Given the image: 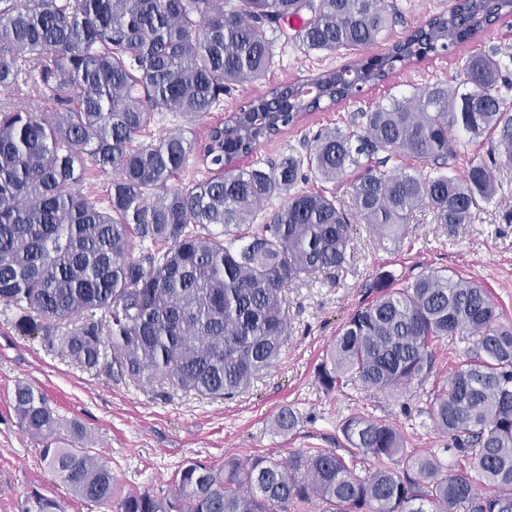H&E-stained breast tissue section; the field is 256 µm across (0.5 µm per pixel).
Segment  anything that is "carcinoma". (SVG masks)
Segmentation results:
<instances>
[{
  "label": "carcinoma",
  "instance_id": "obj_1",
  "mask_svg": "<svg viewBox=\"0 0 512 512\" xmlns=\"http://www.w3.org/2000/svg\"><path fill=\"white\" fill-rule=\"evenodd\" d=\"M505 12L512 0H456L392 44L375 68L358 59L276 86L201 141L170 133L137 144L156 114L198 121L260 78L290 18L309 15L295 33L303 50L358 57L392 14L384 0H0V87L30 84L52 104L39 112L21 99L0 101V301L18 307L23 332L87 372L108 353L132 378L161 372L184 390L233 397L287 340L282 289L346 263L350 217L336 196L296 189L306 173L340 183L356 169L354 209L386 239L402 238L419 209L438 224L469 223L497 194V162L512 164V104L502 94L512 53L479 48L461 58L456 85L392 95L344 128L303 138L302 151L277 163L240 169L237 160L304 114L386 82L396 64L475 40ZM463 136L490 139L494 158H474L458 175ZM396 156L415 166L387 168ZM192 161L208 177L171 184ZM90 167L117 169L103 199L79 188ZM277 197L283 203L267 223H255ZM375 288L379 296L332 341L321 386L330 392L354 378L398 390L428 376L435 340L477 337L431 400L448 448L474 475L448 472L434 454L407 455L398 429L352 415L340 427L348 460L334 448H308L284 461H192L171 493H123L104 461L69 447L40 389L18 382L14 413L56 477L118 512H288L313 499L328 512H457L462 504L512 512V326L497 324L483 285L445 269L398 288L380 275ZM73 317L81 324L60 331ZM297 424L288 407L275 418L283 432ZM358 452L373 460L363 476L352 464ZM25 512L63 510L34 493Z\"/></svg>",
  "mask_w": 512,
  "mask_h": 512
}]
</instances>
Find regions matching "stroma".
<instances>
[{"instance_id": "35a3bbf8", "label": "stroma", "mask_w": 512, "mask_h": 512, "mask_svg": "<svg viewBox=\"0 0 512 512\" xmlns=\"http://www.w3.org/2000/svg\"><path fill=\"white\" fill-rule=\"evenodd\" d=\"M385 3L397 20L367 49L370 57L383 55L390 44L405 38L429 16L448 12L454 0ZM504 46L512 47V13L501 16L478 40L446 54L430 55L415 66H396L387 83L365 86L359 98L305 114L296 127L264 141L256 156L240 158L238 165L248 168L258 159L280 160L303 134L346 125L354 112L390 95L437 81L456 84L459 57L478 48ZM276 50L277 60L263 77L225 95L205 118L187 125L170 113H160L145 141L178 130L187 138L204 139L211 124L224 120L258 93L353 60L343 52H306L292 43H277ZM496 177L495 199L481 205L467 224L452 228L438 224L423 210L413 215L405 235L394 242L353 217L346 263L284 288L282 307L289 335L280 359L230 399L181 390L162 374L141 380L121 376L106 360L98 372H85L67 357L46 351L39 338L20 332L15 308L0 302V512H24L35 492L56 500L64 512H102L77 498L42 463L40 443L23 431L11 406L20 381L40 388L61 418L80 424L88 448L107 463L126 491L171 490L177 472L191 461L219 466L230 458L242 462L258 456L284 459L305 448L344 453L339 426L351 415L397 427L407 451L435 454L449 471H458L459 458L448 451L447 436L430 417V395L475 348V337L454 335L433 342L428 377L397 393L370 390L356 380L328 392L318 381L317 367L347 317L376 297L374 282L381 272L391 274L399 285L429 269L477 280L489 289L501 324L512 325V165L499 167ZM285 407L297 413L299 423L282 433L274 419Z\"/></svg>"}]
</instances>
